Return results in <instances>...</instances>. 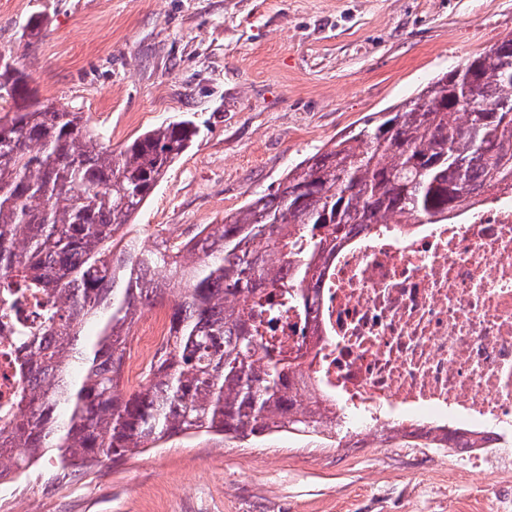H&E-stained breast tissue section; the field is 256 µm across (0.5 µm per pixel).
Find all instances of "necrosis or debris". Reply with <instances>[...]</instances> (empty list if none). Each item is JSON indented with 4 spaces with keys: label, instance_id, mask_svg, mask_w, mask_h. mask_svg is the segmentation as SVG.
<instances>
[{
    "label": "necrosis or debris",
    "instance_id": "obj_1",
    "mask_svg": "<svg viewBox=\"0 0 512 512\" xmlns=\"http://www.w3.org/2000/svg\"><path fill=\"white\" fill-rule=\"evenodd\" d=\"M316 318L276 330L322 420L512 460V188L440 224L388 218L329 257Z\"/></svg>",
    "mask_w": 512,
    "mask_h": 512
}]
</instances>
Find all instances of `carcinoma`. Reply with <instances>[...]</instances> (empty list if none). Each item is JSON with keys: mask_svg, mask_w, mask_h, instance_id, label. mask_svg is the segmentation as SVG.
I'll use <instances>...</instances> for the list:
<instances>
[{"mask_svg": "<svg viewBox=\"0 0 512 512\" xmlns=\"http://www.w3.org/2000/svg\"><path fill=\"white\" fill-rule=\"evenodd\" d=\"M0 324L18 349L16 408L0 458L22 475L47 453L62 470L141 452L172 435L321 433L296 407L293 364L259 327L308 305L320 266L353 230L398 216L437 224L512 181V35L288 170L219 224L151 248L116 233L190 147L184 119L118 151L83 113L36 97L0 65ZM44 297L15 324L23 297ZM171 302L167 336L138 389L121 390L141 311Z\"/></svg>", "mask_w": 512, "mask_h": 512, "instance_id": "carcinoma-1", "label": "carcinoma"}]
</instances>
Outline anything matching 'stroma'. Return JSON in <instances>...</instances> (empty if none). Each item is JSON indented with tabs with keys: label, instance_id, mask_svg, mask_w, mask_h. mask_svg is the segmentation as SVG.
I'll return each instance as SVG.
<instances>
[{
	"label": "stroma",
	"instance_id": "1",
	"mask_svg": "<svg viewBox=\"0 0 512 512\" xmlns=\"http://www.w3.org/2000/svg\"><path fill=\"white\" fill-rule=\"evenodd\" d=\"M512 35V0H0V52L40 99L121 149L197 135L120 237L182 241L366 116ZM176 435L56 479L43 458L0 512H512V467L474 483L408 438Z\"/></svg>",
	"mask_w": 512,
	"mask_h": 512
}]
</instances>
